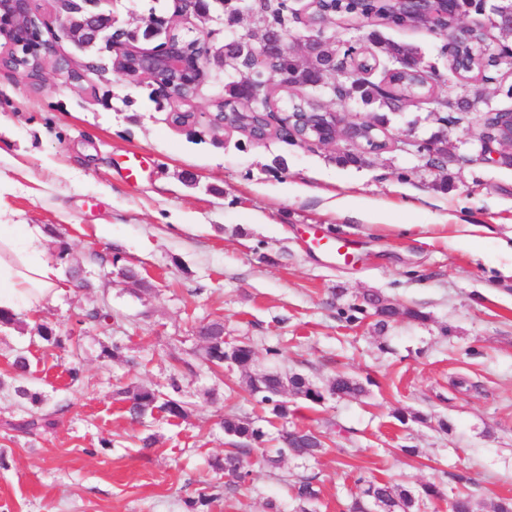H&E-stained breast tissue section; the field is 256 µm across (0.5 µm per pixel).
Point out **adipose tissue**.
Returning <instances> with one entry per match:
<instances>
[{
	"instance_id": "ef3b65f1",
	"label": "adipose tissue",
	"mask_w": 512,
	"mask_h": 512,
	"mask_svg": "<svg viewBox=\"0 0 512 512\" xmlns=\"http://www.w3.org/2000/svg\"><path fill=\"white\" fill-rule=\"evenodd\" d=\"M43 241L39 227L0 222V309H37L55 298L59 271Z\"/></svg>"
}]
</instances>
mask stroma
<instances>
[{"mask_svg":"<svg viewBox=\"0 0 512 512\" xmlns=\"http://www.w3.org/2000/svg\"><path fill=\"white\" fill-rule=\"evenodd\" d=\"M99 8L128 31L165 15L215 54L261 35L251 15L228 30L219 18L183 11L180 0H101ZM379 30L434 67L439 95L512 109V60L459 79L441 53L444 35ZM57 42L60 59L91 63L83 82L51 66L37 84L0 61V219L38 225L45 257L59 268L54 300L17 310V324L0 327V372L25 352L32 374L23 386L41 394L39 413L59 419L46 433L10 430L25 407L12 385L0 388V512H187L186 499L223 479L211 463L233 444L219 426L228 413L252 419L267 437L248 459L245 485L208 512H297L289 485L300 476L316 479L314 512H340L358 476L412 490L436 483L443 497L423 512H448L458 492L474 512L512 498V258L500 246L512 231V166L478 159L482 113L445 124L433 103L405 104L388 115L392 149L342 165L337 158L350 147L343 139L256 143L212 130L208 114L233 79L218 62L181 105L159 99L151 80L113 72L105 44L83 51ZM181 107L195 113L193 124H173ZM439 131L448 161L433 168L416 146ZM133 155L142 172L131 183L123 168ZM458 224L484 231L457 246L450 237ZM313 227L347 238L353 261L312 249ZM75 265L93 288L75 287ZM128 267L147 290L122 278ZM366 292L427 318L404 316L382 331L368 314L341 318ZM94 305L111 311L109 324L77 325L81 309ZM215 319L229 340L252 346L257 366L318 385L339 371L364 382L363 395L306 411V425L327 438L317 461L264 464L284 424L268 422L260 404L229 390L201 360L197 328ZM43 322L66 336L64 347L37 337ZM115 340L122 358L103 357ZM74 364L83 378L72 386L65 370ZM173 379L189 408L173 423L160 414L132 421L114 396L133 381L165 392ZM148 434L157 443L145 456L139 439ZM448 471L467 483L448 482Z\"/></svg>","mask_w":512,"mask_h":512,"instance_id":"35a3bbf8","label":"stroma"}]
</instances>
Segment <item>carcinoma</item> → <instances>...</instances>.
I'll return each mask as SVG.
<instances>
[{"label":"carcinoma","mask_w":512,"mask_h":512,"mask_svg":"<svg viewBox=\"0 0 512 512\" xmlns=\"http://www.w3.org/2000/svg\"><path fill=\"white\" fill-rule=\"evenodd\" d=\"M323 7L335 13L336 18L351 23L376 19L392 22L398 26L411 24L410 12L412 5L404 0H323ZM288 0H277V3L266 6V14L260 17V24L273 33L285 34L288 31ZM370 40L380 48L384 56L396 62L402 57L415 52V49L398 42L382 38L377 31L369 34ZM486 32L483 28H475L474 41L458 50L455 62L460 67V73L469 74L481 72L492 58L486 54ZM313 67L324 73L334 65L332 51L321 47L312 41L308 45ZM273 66L288 73V85L296 88L307 85L308 79L297 71L286 56L275 59ZM391 90L384 93L381 87L361 77L345 78L336 82L335 96L345 99L355 96L366 105L377 107L374 117L381 123L388 121L386 111L389 110L392 99L403 98L407 101L430 99L437 109H448L452 112H484L481 127L476 133L478 138H492L500 135L506 125L504 115L498 110L487 107L480 108L481 100L459 98L450 101L436 94L435 85L427 80V74L410 72H394L390 75ZM376 293L363 295L360 303L352 304L351 309L360 313L368 310L377 317L376 326L385 330L391 322L400 316H407L416 321L427 319L425 313L418 309L401 310L385 307L377 309L373 306ZM111 318V313L98 306L83 310L76 323L103 324ZM38 337L49 347H61L62 337L48 324L37 326ZM196 339L202 343L200 357L208 369L215 375L224 372V359L231 360L227 364L240 374L239 383L251 396L259 398V403L265 405L270 418L288 420L295 414V408L288 401V396L302 400L313 408L324 403L329 398L346 399L358 397L365 393L362 383L346 372H338L332 380L318 386L300 373L283 374L278 371L254 369V351L246 343H231L224 340V322L212 320L198 327ZM171 391L163 392L155 388L132 382L117 392L119 400L127 404L128 413L135 419H142L161 412L171 420L185 419L188 416L186 403L178 397L180 392L176 378H171ZM55 425V420L45 415L30 412L21 418L14 428L26 434H35L45 428ZM224 434L235 439V447L224 452L223 458L213 462L215 470L228 477L227 483L208 485L199 494L198 499L188 504L189 512H199L197 506H209L224 497V491L233 490L246 482L249 471L246 470L245 457L251 454L252 446L265 442L266 434L247 417L237 415L226 416L220 421ZM327 444L324 436L310 428H295L279 436L277 455L265 456L267 466L276 468L286 455L310 462L316 460L325 452ZM360 486V492L346 505L347 512H420L424 500L441 496L438 485L434 483L422 485L419 494L407 489L404 485L391 481L368 480L362 476L355 480ZM319 491L315 488L314 479L301 480L294 485L293 497L298 503L300 512H308V506L318 499Z\"/></svg>","instance_id":"obj_1"}]
</instances>
